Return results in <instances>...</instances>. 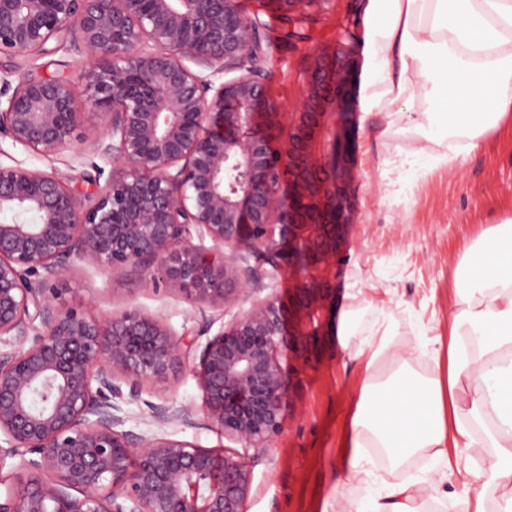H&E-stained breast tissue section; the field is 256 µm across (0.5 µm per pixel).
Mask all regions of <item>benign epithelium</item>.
Here are the masks:
<instances>
[{
	"mask_svg": "<svg viewBox=\"0 0 512 512\" xmlns=\"http://www.w3.org/2000/svg\"><path fill=\"white\" fill-rule=\"evenodd\" d=\"M314 2L276 0L290 22ZM53 42L87 58L90 107L77 109L67 78L30 73L0 106V138L50 156L77 127L101 126L91 150L112 175L83 193L61 174L0 165V337L23 344L0 354V468L16 458L21 471L0 478V512H246L252 475L238 454L123 431L112 398L126 385L136 399L191 360L225 435L267 448L280 433L287 372L312 366L336 323L354 57L312 55L276 151L263 23L238 0H0V56ZM74 260L238 311L192 356L157 317L59 305L51 285ZM264 265L292 281L288 304ZM152 413L191 420L165 403Z\"/></svg>",
	"mask_w": 512,
	"mask_h": 512,
	"instance_id": "1",
	"label": "benign epithelium"
}]
</instances>
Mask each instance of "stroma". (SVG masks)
Wrapping results in <instances>:
<instances>
[{
    "mask_svg": "<svg viewBox=\"0 0 512 512\" xmlns=\"http://www.w3.org/2000/svg\"><path fill=\"white\" fill-rule=\"evenodd\" d=\"M358 0H316L302 23L287 25L275 13L272 0H239L241 10L266 24L267 57L263 67L270 98L282 112H294L307 91L314 50L344 46L363 59L361 32L354 26ZM82 56L59 47L43 57L0 61V87L16 86L30 72L68 78L79 109L88 102L81 80ZM363 75H356L348 102V156L354 178L350 184L351 225L346 231L337 320H350L348 340L334 339L330 350L311 368L294 376L282 406V430L270 447L244 448L208 422L204 394L189 366H182L162 383H146L141 396L120 399L124 430L144 438H167L238 453L252 472L248 512H354L357 501L374 488L348 477L344 463L351 455L349 429L354 404L367 375V354L360 344L376 324L387 321L403 360L421 377H447L448 352L435 350L433 338L447 339L448 316L457 295L453 271L466 245L489 226L512 218V120L502 123L475 150L450 165L422 164L405 175L400 193L389 182L395 177L384 160L411 150V132H386L381 112H364ZM96 128L82 126L73 141L56 155L28 152L11 140H0V164H23L70 177L73 186L89 191L86 181L94 167L111 170L110 160L91 154ZM69 309L108 319L135 308L161 318L178 338L204 343L203 329L220 330L235 308L191 307L172 291L142 286L134 277L107 269L75 264L57 290ZM401 359V360H402ZM190 409L189 423H157L155 404ZM494 454L484 447L449 448L448 466L423 453L413 456L402 477L425 481L429 512L448 500L447 512L461 492L468 468L482 465Z\"/></svg>",
    "mask_w": 512,
    "mask_h": 512,
    "instance_id": "stroma-1",
    "label": "stroma"
}]
</instances>
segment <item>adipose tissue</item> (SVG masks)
<instances>
[{"label":"adipose tissue","instance_id":"adipose-tissue-1","mask_svg":"<svg viewBox=\"0 0 512 512\" xmlns=\"http://www.w3.org/2000/svg\"><path fill=\"white\" fill-rule=\"evenodd\" d=\"M366 63L363 102L389 127L410 120L415 148L391 159L403 173L448 163L512 118V0H359ZM459 307L448 320V378L406 368L391 380L367 376L352 418L348 475L377 480L366 451L382 448L393 466L417 452L447 463L449 444L495 449L489 482L512 503V223L488 227L454 272ZM355 512H425L422 482L386 480Z\"/></svg>","mask_w":512,"mask_h":512}]
</instances>
